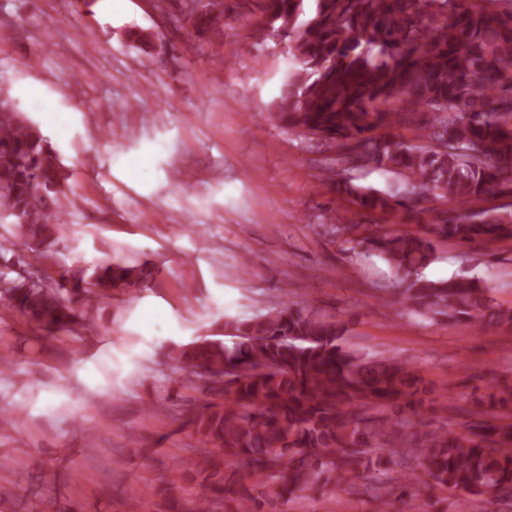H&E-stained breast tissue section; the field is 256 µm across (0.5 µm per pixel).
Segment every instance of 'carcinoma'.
<instances>
[{"instance_id":"cac0c4a2","label":"carcinoma","mask_w":512,"mask_h":512,"mask_svg":"<svg viewBox=\"0 0 512 512\" xmlns=\"http://www.w3.org/2000/svg\"><path fill=\"white\" fill-rule=\"evenodd\" d=\"M189 23L197 35L221 34L224 0H205ZM260 30L276 33L297 67L289 70L271 117L324 143L348 149L347 174L336 193L357 215L407 206L420 199L468 202L512 192V0H264ZM479 77L471 86L467 78ZM394 99L408 112L427 111L421 144L380 129L400 122L384 109ZM375 163L398 176L385 191L355 172ZM39 128L0 99V284L6 306L35 328L53 333L79 322L77 307L116 288L139 286L134 264L78 271L52 288L12 276L58 252L65 235L53 217L64 213L68 174ZM512 239V210L449 215L435 210L428 232L364 238L398 278L396 297L435 317L511 327L512 307L491 304L488 288L470 277L430 281L435 241ZM24 242L26 258H6L5 243ZM233 341L202 339L169 351L170 361L220 384L223 401L202 405L194 423L210 445L182 467L203 475L195 512H213V495L236 497L229 512H268L285 494L321 483L329 492L376 497L405 491L410 499L462 491L490 504L512 498V416L472 414L459 432L431 428L420 410L431 392L395 356L367 358L344 345L346 325L286 300L247 320L225 318ZM379 456L372 457V449ZM242 460L253 485L227 487L223 464ZM379 477L359 485L360 468ZM423 469L427 479L416 476ZM407 483H393V473Z\"/></svg>"}]
</instances>
